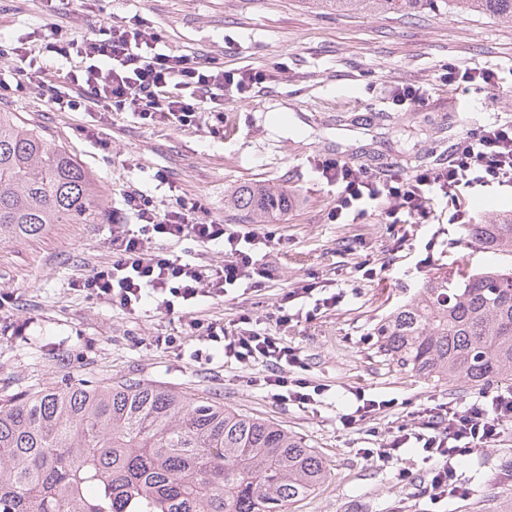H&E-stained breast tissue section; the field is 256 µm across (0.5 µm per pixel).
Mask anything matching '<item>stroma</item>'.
<instances>
[{
  "instance_id": "1",
  "label": "stroma",
  "mask_w": 512,
  "mask_h": 512,
  "mask_svg": "<svg viewBox=\"0 0 512 512\" xmlns=\"http://www.w3.org/2000/svg\"><path fill=\"white\" fill-rule=\"evenodd\" d=\"M138 18L154 25L169 49L198 52L225 68L266 73L262 87L224 104V131L208 119L195 126L151 127L129 112L49 110L38 93L0 96V110L18 113L65 148L100 187L98 224H54L35 239L0 245V288L14 292L0 308V398L43 385L81 380L132 379L195 395L268 419L320 453L330 475L288 512H492L512 497V426L487 449L461 459L457 470L468 493L431 500V464L410 443L390 460L364 457L399 428L421 425L424 408L452 401L468 404L474 391L400 370L379 353L372 334L393 306L409 300L428 275L512 265L468 245L462 225L448 221L445 202L417 224H386L377 210L354 224H334L328 213L336 196L316 171L321 160L355 169L408 173L446 159L469 128L512 121V93L489 100L448 88L443 68L454 62L494 69L512 84V24L470 15L425 12L398 15L336 14L303 0H72L49 11L44 0H0V40L34 34L48 24L75 34L104 22ZM426 88L423 107L394 102L398 85ZM109 143L99 148L84 128ZM168 183H160L158 173ZM245 182L288 187L287 213L261 224L272 232L269 262L275 277L258 291L201 298L198 318L228 322L241 311L263 318L305 278L315 297L340 294L336 307L301 322L286 338L305 363L304 377L327 385L313 404L274 400L258 378L264 364L225 361L219 344L188 334L182 321L153 310L128 315L91 299L75 280L107 264L112 223L136 224L123 191L141 190L166 208L171 190L199 201L204 220L239 224L225 196ZM473 222L512 210V185L469 190ZM370 261L374 280L356 281L354 265ZM178 336L182 350L157 346L156 337ZM210 349L212 360L195 359ZM390 401V408L355 427L342 415L356 408L355 391ZM410 477L399 481V470Z\"/></svg>"
}]
</instances>
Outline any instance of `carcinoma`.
Wrapping results in <instances>:
<instances>
[{"mask_svg": "<svg viewBox=\"0 0 512 512\" xmlns=\"http://www.w3.org/2000/svg\"><path fill=\"white\" fill-rule=\"evenodd\" d=\"M342 14L438 10L512 24V0H306ZM100 189L66 149L0 111V244L51 224H93ZM227 206L262 223L288 189L246 182ZM467 242L512 254V211L467 224ZM380 353L419 376L512 381V267L427 276L375 327ZM321 455L280 426L135 380L0 398V512H285L325 482Z\"/></svg>", "mask_w": 512, "mask_h": 512, "instance_id": "carcinoma-1", "label": "carcinoma"}]
</instances>
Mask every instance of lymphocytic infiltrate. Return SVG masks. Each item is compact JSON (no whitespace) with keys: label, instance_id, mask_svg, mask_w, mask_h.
<instances>
[{"label":"lymphocytic infiltrate","instance_id":"obj_1","mask_svg":"<svg viewBox=\"0 0 512 512\" xmlns=\"http://www.w3.org/2000/svg\"><path fill=\"white\" fill-rule=\"evenodd\" d=\"M42 51L66 60L76 56L83 64L58 73L51 82L40 56L31 48L0 43V58L14 64L13 81L0 78V91L35 89L54 110L130 112L154 126L197 124L201 98L209 100L212 119L223 122L225 97L252 91L265 80L259 72L225 69L213 57L172 52L159 31L137 23L106 22L79 36L53 25ZM316 168L336 188L331 222L356 223L368 206L379 204L385 223L405 224L425 218L434 197L455 202L464 189L512 182V122L465 130L449 148L447 160L409 173L357 171L330 160L317 163ZM123 203L136 214L139 228L112 225L111 263L80 278L78 287L128 314L150 303L158 312L185 319L190 330L205 332L212 341L223 343L225 358L266 362L269 373L263 382L272 397L311 404L314 393L323 392L324 387L316 385L309 394L305 379H289L288 368L301 366L302 360L299 349L284 338L292 324L313 320L321 312L317 305L303 313L290 312L287 307L288 302L310 298V284L299 282L289 291L287 303L279 304L262 327L245 313L225 325L191 314L199 298L264 287L274 269L259 258L256 247L269 245L270 235L247 224L204 221L199 216L200 203L180 195L164 210L141 191L126 192ZM156 236L223 246L224 261L203 264L169 254L153 247ZM433 417L431 433L396 435L377 455L390 459L409 441L422 443L429 459L436 462L429 485L432 497L466 495V487L458 480L457 462L486 447L501 434L504 423L512 421V388L480 392L461 409L440 405Z\"/></svg>","mask_w":512,"mask_h":512}]
</instances>
